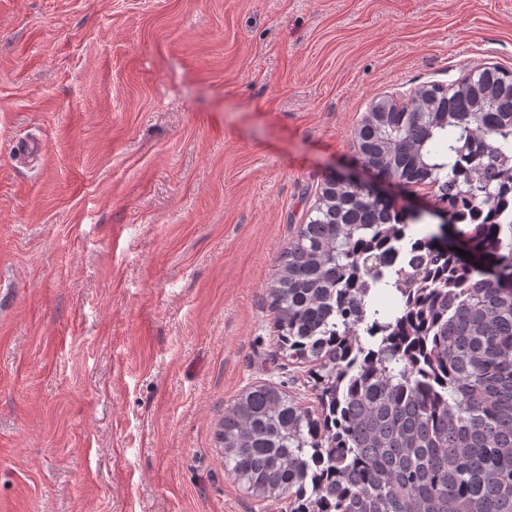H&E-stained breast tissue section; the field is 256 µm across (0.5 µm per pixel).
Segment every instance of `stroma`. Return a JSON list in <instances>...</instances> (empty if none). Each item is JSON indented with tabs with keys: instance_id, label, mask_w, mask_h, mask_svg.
<instances>
[{
	"instance_id": "1",
	"label": "stroma",
	"mask_w": 512,
	"mask_h": 512,
	"mask_svg": "<svg viewBox=\"0 0 512 512\" xmlns=\"http://www.w3.org/2000/svg\"><path fill=\"white\" fill-rule=\"evenodd\" d=\"M485 66L512 0H0V512H289L215 439L319 409L273 269L374 101Z\"/></svg>"
}]
</instances>
